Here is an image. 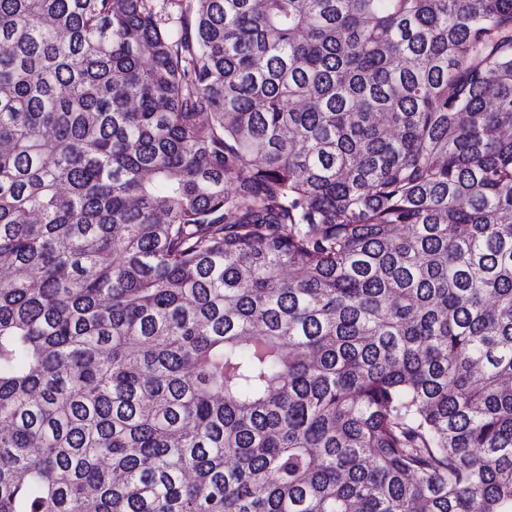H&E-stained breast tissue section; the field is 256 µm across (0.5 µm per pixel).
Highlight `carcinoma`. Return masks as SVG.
I'll list each match as a JSON object with an SVG mask.
<instances>
[{
    "label": "carcinoma",
    "mask_w": 512,
    "mask_h": 512,
    "mask_svg": "<svg viewBox=\"0 0 512 512\" xmlns=\"http://www.w3.org/2000/svg\"><path fill=\"white\" fill-rule=\"evenodd\" d=\"M0 512H512V0H0Z\"/></svg>",
    "instance_id": "cac0c4a2"
}]
</instances>
